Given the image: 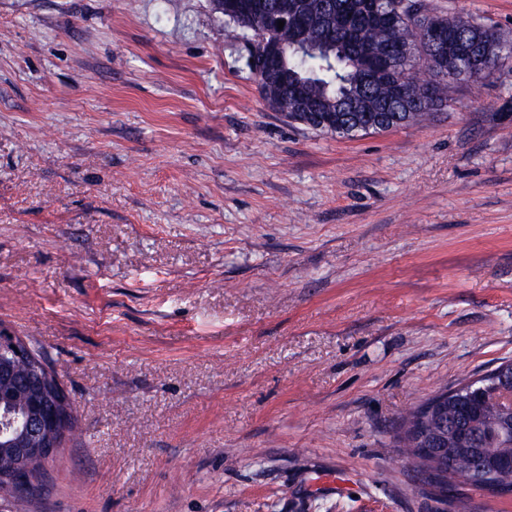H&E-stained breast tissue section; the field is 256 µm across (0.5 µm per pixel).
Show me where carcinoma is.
Listing matches in <instances>:
<instances>
[{
    "instance_id": "1",
    "label": "carcinoma",
    "mask_w": 512,
    "mask_h": 512,
    "mask_svg": "<svg viewBox=\"0 0 512 512\" xmlns=\"http://www.w3.org/2000/svg\"><path fill=\"white\" fill-rule=\"evenodd\" d=\"M286 0H243L248 11L239 16H224L225 23L238 35L261 48L264 40L293 41L290 27L278 28L272 13ZM305 21V48L288 52L281 82L282 100L289 101L291 122L300 123L322 134L354 138L369 131L380 132L416 125L448 107V89L461 82L464 69L471 70L474 82L483 80L472 59L485 56L512 61V38L472 16L432 12L425 0H378L379 6L394 14L387 27L364 24L351 30L336 27V14H357L365 0H291ZM426 11L427 18L448 29V34L466 37L470 56L461 57L448 68L415 61L432 55L428 45L417 41L409 25L412 7ZM394 44L408 47V55L395 61L393 70H368L363 51L384 54ZM403 80L408 93L392 97L390 83ZM6 360H12L3 350ZM14 361V360H12ZM14 380L0 383L4 394L23 407L25 394L18 381L25 377L28 364L14 361ZM468 398L465 385L455 390L442 389L403 415L397 426L396 442L405 463L423 482L436 489L438 496L456 497L466 488L491 489L494 478L480 472L476 457L500 460L512 456V446L493 439L501 429H512V415L496 404L478 400L465 411Z\"/></svg>"
}]
</instances>
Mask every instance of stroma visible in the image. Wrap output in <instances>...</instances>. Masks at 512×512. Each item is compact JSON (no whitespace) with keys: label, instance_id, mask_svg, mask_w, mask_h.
Here are the masks:
<instances>
[{"label":"stroma","instance_id":"obj_1","mask_svg":"<svg viewBox=\"0 0 512 512\" xmlns=\"http://www.w3.org/2000/svg\"><path fill=\"white\" fill-rule=\"evenodd\" d=\"M247 56L211 0H0V329L77 417L16 512H442L395 430L512 359V68L345 139Z\"/></svg>","mask_w":512,"mask_h":512}]
</instances>
